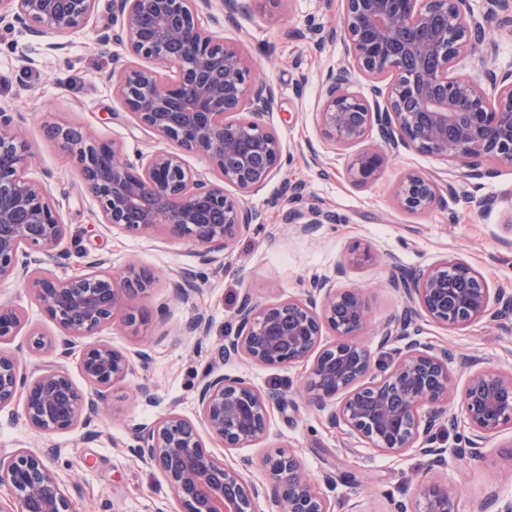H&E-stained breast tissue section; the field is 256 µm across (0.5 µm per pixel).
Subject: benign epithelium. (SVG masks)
<instances>
[{"label": "benign epithelium", "instance_id": "7a95c632", "mask_svg": "<svg viewBox=\"0 0 512 512\" xmlns=\"http://www.w3.org/2000/svg\"><path fill=\"white\" fill-rule=\"evenodd\" d=\"M344 0L340 33L349 66L326 76L318 126L333 145L349 148L375 136L352 159L358 183L375 180L386 151L414 149L456 160L461 177L478 179L483 162L512 168V69L492 60L474 76L461 78V61L483 46L487 30L501 14L512 20V0ZM96 0H0V24H19L34 35L65 36L83 29ZM211 0H112L120 18L112 40L122 47L112 68V94L141 127L167 147L131 159L112 143L94 140L76 127H51L52 138L76 165L86 193L97 203L102 224L130 233L159 232L190 245L206 262L223 260L236 236L260 219L246 197L260 191L279 169V137L263 123L272 110V88L256 75L244 49L211 35L199 14ZM149 60L155 67H140ZM174 74L162 80L160 70ZM368 81L369 95L353 89V73ZM248 117H241V113ZM186 154L203 157L210 175L191 169ZM27 152L11 113L0 109V282L16 279L31 291L41 310L59 328L47 338L27 327L14 302L0 300V410L19 405L27 424L45 435L83 431L109 415L116 385L149 364L144 350L128 352L105 339L84 343L116 321L133 323L131 302L147 293L154 273L134 262L116 274L106 259L86 262L81 273L61 278L46 265L68 234L43 184L25 174ZM231 186L237 195L226 193ZM453 181L408 172L394 186L398 206L425 214L454 201ZM286 223L303 235L332 224L320 207L289 209ZM340 265L310 281L299 296L270 303L244 291L238 326L212 353L214 367L201 377L197 412L177 408L150 424L131 429L129 451L168 486L180 512H333L328 491L335 478L309 473L290 450L261 460L264 480L255 483L207 450L205 439L228 450L245 448L266 436L271 413L283 409L280 389L262 391L247 378L220 373L216 366L244 360L263 367L306 366L303 385L311 403L343 425L353 439L349 453L370 448L389 456L414 451L429 459V470L447 468L448 455L480 458L486 445L512 427V369L480 359L455 357L446 345L419 339L424 318L450 331L512 316V293L491 289L466 260L445 259L412 273L394 271L391 284L402 298L401 312L382 330L379 347L397 342L396 358L383 366L359 336L367 327L362 290L338 288ZM199 292L197 275L177 274L173 298L183 304ZM210 318L198 313L182 335L200 339ZM339 339L322 344L326 330ZM23 344H15L18 336ZM89 388L79 389L61 360L76 347ZM51 354L50 361L22 362L20 353ZM466 375L460 394L470 436L462 448L437 443V431L457 416L453 370ZM56 449L20 448L0 457V488L10 495L7 512H76V501L50 461ZM421 507L399 502L395 512H459L448 481L421 483ZM486 507L512 512V495L493 491Z\"/></svg>", "mask_w": 512, "mask_h": 512}]
</instances>
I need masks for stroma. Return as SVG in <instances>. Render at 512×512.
<instances>
[{"instance_id":"obj_1","label":"stroma","mask_w":512,"mask_h":512,"mask_svg":"<svg viewBox=\"0 0 512 512\" xmlns=\"http://www.w3.org/2000/svg\"><path fill=\"white\" fill-rule=\"evenodd\" d=\"M338 8V0H248L246 10L220 32L224 40L244 44L260 76L272 85L275 104L264 121L283 146L280 171L248 198L262 212L263 223L241 232L220 266L202 263L186 244L99 223L97 206L77 169L48 134L54 124L78 127L93 139L120 144L130 155L162 146L112 94V58L120 51L105 39L112 31V0H97L85 28L68 36L67 47L60 51L47 50V37L0 25V108L12 113L28 146V175L46 184L70 227L59 246L66 257L55 273H79L97 256L108 258L112 271H121L133 259L156 276L153 288L133 302L135 309L147 310L146 319L105 331L116 347L150 348L152 361L113 390L112 414L96 436L85 439L73 432L46 438L28 426L21 408L0 410V454L57 447L52 466L67 483L77 485L78 512H156L170 500L165 483L128 452L129 429L151 423L173 407L194 415L198 382L210 366L212 351L236 329L243 291L261 302L297 296L311 278L344 262L352 250L369 251L371 260L351 267L345 283L364 290L370 316L364 341L377 347L378 357L386 362L394 349L378 348L376 334L402 308L400 294L388 284L392 267L414 271L461 257L491 287L512 289V168L488 162L485 176L467 180L447 158L402 148L389 155L376 180L358 185L347 173L353 149L332 146L323 138L314 120L322 102V79L329 68L345 65V47L339 41L319 47L296 32L309 24L336 27ZM30 57L35 60L31 66L26 63ZM408 171L459 179L460 201L425 215L401 211L392 187ZM294 182L305 186L295 207L319 204L335 214V223L323 225L312 237L294 233L283 208L274 204ZM184 268L195 271L201 288L189 304L172 299L175 274ZM201 310L212 317L209 335L201 340L180 336V326ZM422 338L449 345L460 357L512 367V319L480 321L457 333L426 322ZM223 370L249 378L258 388L288 394L287 410L273 412L266 438L245 448V455L258 462L276 450L292 449L313 475L329 469L359 479L355 491L338 485L335 512H346L350 496L359 512H394L397 501L415 500L420 483L428 479L427 459L416 453L391 457L366 449L355 455L345 452L349 438L344 427L328 422L326 412L310 405L300 387L304 367L234 362ZM144 383L154 386V403H133L132 395ZM447 477L449 487L460 494L461 512H484L490 490L512 492V459L498 453L484 460L452 458Z\"/></svg>"}]
</instances>
